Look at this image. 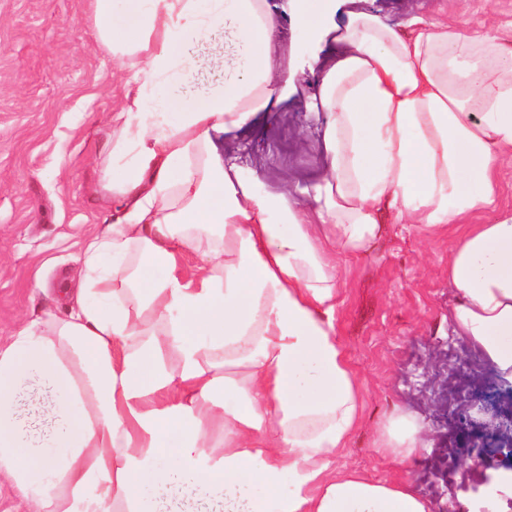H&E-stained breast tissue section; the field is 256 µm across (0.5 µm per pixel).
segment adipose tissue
<instances>
[{
	"instance_id": "1",
	"label": "adipose tissue",
	"mask_w": 512,
	"mask_h": 512,
	"mask_svg": "<svg viewBox=\"0 0 512 512\" xmlns=\"http://www.w3.org/2000/svg\"><path fill=\"white\" fill-rule=\"evenodd\" d=\"M90 8L155 106L112 134L120 215L85 241L68 318L0 345V474L34 512H194L199 498L213 512H431L409 483L336 467L362 408L336 332L342 261L369 253L387 208L463 225L450 327L512 382V211L467 221L496 207L512 164V48L420 14L328 27L327 0H302L303 38L330 41L310 100L322 174L268 190L214 136L288 96L270 0ZM214 34L224 80L186 98L191 48ZM34 385L52 398L40 434L16 412ZM426 433L398 411L374 449L408 465Z\"/></svg>"
}]
</instances>
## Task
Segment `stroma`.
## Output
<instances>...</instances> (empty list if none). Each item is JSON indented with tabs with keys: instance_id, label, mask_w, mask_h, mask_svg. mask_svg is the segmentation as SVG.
Here are the masks:
<instances>
[{
	"instance_id": "35a3bbf8",
	"label": "stroma",
	"mask_w": 512,
	"mask_h": 512,
	"mask_svg": "<svg viewBox=\"0 0 512 512\" xmlns=\"http://www.w3.org/2000/svg\"><path fill=\"white\" fill-rule=\"evenodd\" d=\"M273 3L282 27L276 64L292 76L288 97L216 141L246 148L263 184L278 187L319 170L306 101L321 46L295 25L299 0ZM353 9L395 22L413 9L441 22L467 17L512 41V0H332L326 24H343ZM137 95L132 69L97 42L88 0H0L1 344L53 308L60 289L77 286L86 237L112 221V197L101 185L112 130ZM459 231L430 235L390 211L371 251L346 264L336 324L363 411L336 465L409 481L436 510L512 512V501L473 492L481 470L443 460L471 400H493L500 381L449 329L448 252ZM399 409L416 413L429 432V452L408 469L372 450L379 423Z\"/></svg>"
}]
</instances>
